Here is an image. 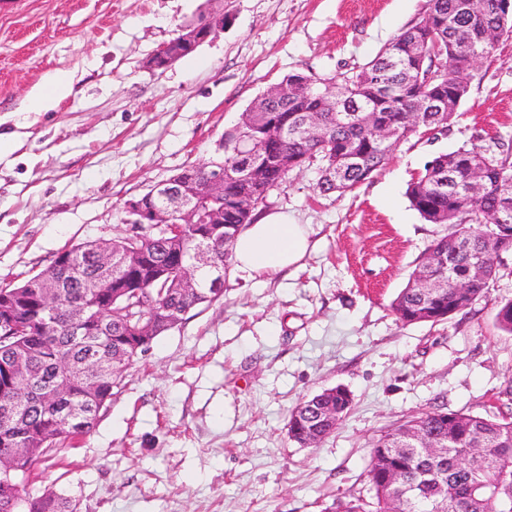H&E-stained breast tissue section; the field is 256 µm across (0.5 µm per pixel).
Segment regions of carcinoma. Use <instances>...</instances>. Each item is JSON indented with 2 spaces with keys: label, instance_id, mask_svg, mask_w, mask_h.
<instances>
[{
  "label": "carcinoma",
  "instance_id": "cac0c4a2",
  "mask_svg": "<svg viewBox=\"0 0 512 512\" xmlns=\"http://www.w3.org/2000/svg\"><path fill=\"white\" fill-rule=\"evenodd\" d=\"M495 0L472 12L468 0H427L421 15L386 43L367 63L340 73L330 82L341 84V100L326 104L321 113L323 137L309 140L297 129L306 112L323 101V79L303 73L283 78L290 89L286 99L257 97L240 121L224 133V154L215 161L231 169L244 153L261 156L263 113L276 114L288 123V140L273 148L288 154V167L272 165L261 190L236 180L224 182V198L207 199L203 210H224V230L212 241V259L219 265L233 261V242L239 229L252 224L270 191L286 183L294 170L318 164L314 191L321 196L345 193L379 171L391 147L418 124L428 130L448 127L457 112V76L471 72L468 56L456 58V74L440 69L439 56L421 59L411 54L414 42L438 40L439 49L450 51L461 41H470L482 56L493 43L481 35L495 29ZM445 97L446 112H417L418 98ZM375 112L378 121L394 131L390 140L375 137L361 120L362 110ZM351 155L355 164H343L340 156ZM487 163L484 193L474 199L466 192L472 166ZM407 197L413 209L428 224H446L448 233L435 239L430 251L444 257L455 279L470 277L475 262H481L483 282L469 294L457 295L453 286L439 293H424L406 285L391 302L399 321L412 324L422 316L442 322L464 312L484 296L489 282L512 252V221L498 222L503 203L512 209V142L495 141L442 153L425 164L424 172L409 183ZM203 224H188L179 239L158 233L138 240L127 235L104 241L110 254L129 255L127 264L115 272L99 262L100 243L85 242L63 251L41 272L16 287H0V298L16 304L21 335L11 342L21 356L29 382L22 394L2 390L6 377L0 368V456H18V463L31 467L51 448L89 434L101 410L112 401L121 373L112 370V358L123 357L127 367L144 349L138 347L140 327L183 311L217 301L209 286V271L199 273V294H190L175 266L199 238ZM55 285L52 298L43 296L39 285ZM85 305L90 313L81 322L74 311ZM496 327L512 335V300L500 305ZM8 345H0V361L11 360ZM332 396L323 391L295 405L289 412L288 437L298 444L315 441L326 432L320 418L322 404ZM407 427L448 438V453L427 457L392 447L395 436ZM479 447L480 455L470 469H460L459 455ZM396 470L408 486L393 493L385 485L386 472ZM369 481L374 492L373 509L360 498L339 500L326 512H512V412L487 414L455 411L443 418L432 410L406 417L382 431L372 442ZM23 480L13 470L0 471V512H75L77 500L54 490L40 495L21 494Z\"/></svg>",
  "mask_w": 512,
  "mask_h": 512
}]
</instances>
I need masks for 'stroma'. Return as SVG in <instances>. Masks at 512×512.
Here are the masks:
<instances>
[{"label": "stroma", "mask_w": 512, "mask_h": 512, "mask_svg": "<svg viewBox=\"0 0 512 512\" xmlns=\"http://www.w3.org/2000/svg\"><path fill=\"white\" fill-rule=\"evenodd\" d=\"M426 0H0V287L58 253L126 231L122 205L216 142L270 86L364 64ZM224 31L171 67L149 59L216 9ZM55 70L73 74L56 109L27 112ZM512 141V36L474 65L446 130L418 129L339 196L290 173L265 213L309 225L299 268H230L224 295L191 310L123 373L76 446L51 449L25 490L74 496L81 512H325L372 500L370 443L409 415L481 413L512 381V336L493 317L512 299V258L485 296L443 324L390 308L445 226L425 223L408 184L434 156ZM337 385L351 410L318 447L289 440L288 414Z\"/></svg>", "instance_id": "obj_1"}]
</instances>
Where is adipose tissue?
<instances>
[{"mask_svg":"<svg viewBox=\"0 0 512 512\" xmlns=\"http://www.w3.org/2000/svg\"><path fill=\"white\" fill-rule=\"evenodd\" d=\"M72 91L71 73H48L43 85L28 97L25 109L29 112L49 111L67 99ZM309 248L306 225L292 223L283 215H274L241 227L235 237L233 252L241 268L262 276L298 265Z\"/></svg>","mask_w":512,"mask_h":512,"instance_id":"adipose-tissue-1","label":"adipose tissue"}]
</instances>
